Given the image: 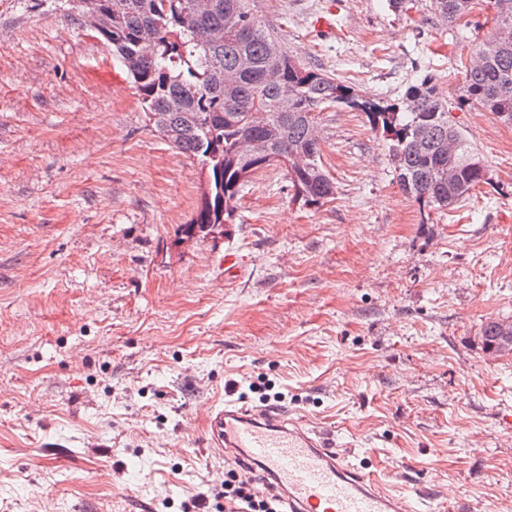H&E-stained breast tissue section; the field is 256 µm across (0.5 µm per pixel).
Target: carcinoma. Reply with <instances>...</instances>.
I'll return each mask as SVG.
<instances>
[{
	"label": "carcinoma",
	"instance_id": "1",
	"mask_svg": "<svg viewBox=\"0 0 512 512\" xmlns=\"http://www.w3.org/2000/svg\"><path fill=\"white\" fill-rule=\"evenodd\" d=\"M79 24L98 16V35L112 47L136 88L142 108L159 117L155 130L177 152L208 173V192L184 237L207 236V225L231 221L241 188L257 171L285 167L295 198L321 204L334 192L319 163L316 119L326 107L365 114L389 141L402 189L416 200L448 209L490 180L464 130L448 121V108L431 80L411 84L401 101L365 96L335 78L307 69L267 26L254 0H212L193 26L185 17L195 0H68ZM440 18L454 26L471 10V0H429ZM458 105L472 104L512 124V40L493 33L472 46ZM264 142L245 155L242 140ZM502 322L482 329L485 350L500 348Z\"/></svg>",
	"mask_w": 512,
	"mask_h": 512
}]
</instances>
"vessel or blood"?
<instances>
[{"mask_svg": "<svg viewBox=\"0 0 512 512\" xmlns=\"http://www.w3.org/2000/svg\"><path fill=\"white\" fill-rule=\"evenodd\" d=\"M210 447L249 473L261 471L280 493L285 512H412L353 464L319 429L305 427L272 405L225 401L207 418Z\"/></svg>", "mask_w": 512, "mask_h": 512, "instance_id": "b4317fda", "label": "vessel or blood"}]
</instances>
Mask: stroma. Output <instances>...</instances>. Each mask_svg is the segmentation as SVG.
<instances>
[{"label": "stroma", "instance_id": "obj_1", "mask_svg": "<svg viewBox=\"0 0 512 512\" xmlns=\"http://www.w3.org/2000/svg\"><path fill=\"white\" fill-rule=\"evenodd\" d=\"M256 5L360 93L394 103L431 78L490 181L420 203L382 131L332 106L330 199L295 200L272 165L222 234L185 241L201 165L66 0H0V512H182L224 482L211 408L261 377L414 512H512V353L480 334L512 322V124L456 105L490 0L452 27L387 0ZM504 321L493 320L487 322L482 329L483 343L485 350L492 352L491 355L509 354L512 351V340L506 350L500 348L501 331L500 326Z\"/></svg>", "mask_w": 512, "mask_h": 512}]
</instances>
